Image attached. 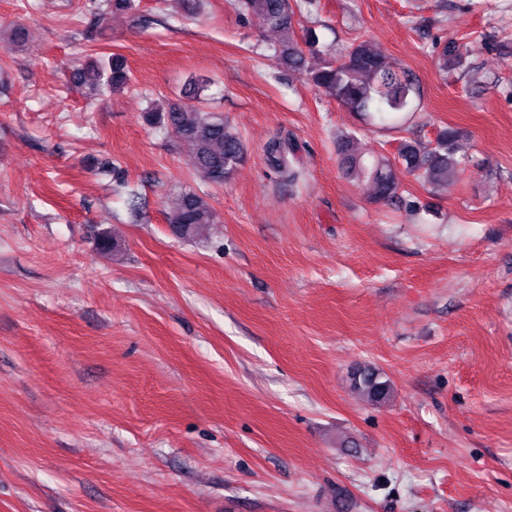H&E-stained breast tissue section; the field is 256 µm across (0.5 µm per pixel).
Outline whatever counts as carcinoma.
<instances>
[{"mask_svg": "<svg viewBox=\"0 0 512 512\" xmlns=\"http://www.w3.org/2000/svg\"><path fill=\"white\" fill-rule=\"evenodd\" d=\"M311 5L312 0H235L243 15L281 34L272 57L283 68L305 72L309 83L324 96L369 120L395 125L409 120L418 111L420 101L412 74L389 64L369 42L354 41L339 54L325 58L319 66H308L305 50H315L319 37L314 29L308 28L303 39H297L294 16ZM136 8V0H104V9L97 13L95 21L104 24L107 16ZM442 60L445 69L460 68L464 51L458 46L451 50L445 48ZM76 75L79 83L90 87L97 96L119 92L132 81L131 71L119 54L97 57L91 64L78 68ZM203 90L204 85L199 82L186 84L180 99L151 104L143 113V121L150 128L164 130L191 144V167L195 173L207 184L220 185L245 160L246 149L224 123L223 113L203 111L195 106ZM354 140L352 134L341 138L347 171L369 178L374 200H394L399 187L395 164L381 155L365 163L363 156L353 150ZM458 141L457 130L444 128L426 147L416 141L401 144L398 162L416 179L433 188L439 187L448 182V175L460 165L456 158ZM297 150L298 145L290 136L274 138L266 147L267 164L275 172L293 178V157ZM166 220L172 231L184 239L219 223L205 196L194 190L180 194ZM351 388L370 402L384 401L391 393L390 383L369 366L352 373Z\"/></svg>", "mask_w": 512, "mask_h": 512, "instance_id": "carcinoma-1", "label": "carcinoma"}]
</instances>
